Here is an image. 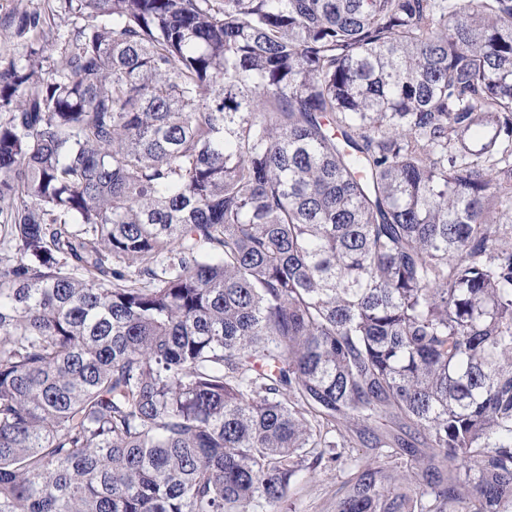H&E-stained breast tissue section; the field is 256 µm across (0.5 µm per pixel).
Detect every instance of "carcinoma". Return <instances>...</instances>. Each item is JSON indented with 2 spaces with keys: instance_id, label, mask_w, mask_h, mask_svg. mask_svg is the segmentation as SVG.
<instances>
[{
  "instance_id": "carcinoma-1",
  "label": "carcinoma",
  "mask_w": 512,
  "mask_h": 512,
  "mask_svg": "<svg viewBox=\"0 0 512 512\" xmlns=\"http://www.w3.org/2000/svg\"><path fill=\"white\" fill-rule=\"evenodd\" d=\"M64 2L0 69V512H512V0ZM341 476L342 473L327 469L303 472L281 512H335L336 488L343 480Z\"/></svg>"
}]
</instances>
